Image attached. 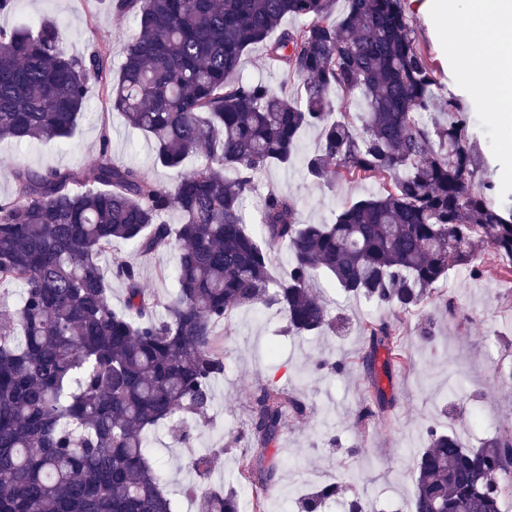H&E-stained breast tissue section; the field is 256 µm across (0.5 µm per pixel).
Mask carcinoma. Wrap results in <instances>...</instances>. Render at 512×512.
<instances>
[{
    "label": "carcinoma",
    "instance_id": "cac0c4a2",
    "mask_svg": "<svg viewBox=\"0 0 512 512\" xmlns=\"http://www.w3.org/2000/svg\"><path fill=\"white\" fill-rule=\"evenodd\" d=\"M134 20L123 62L108 52L69 51L55 19L0 28V140L61 141L74 132L95 81L126 124L151 141L157 165L177 172L170 186L118 164L103 135L92 177L79 168L18 164L15 196L0 200V287L20 288L0 318V512H175L149 434L181 418L177 439L191 445L190 421L205 416L224 376L216 333L233 310L276 306L284 332L336 333L334 315L313 291L326 275L345 294L379 309L422 310L448 271L492 251L496 273L512 276V198L496 197L470 117L442 92L401 0H104ZM305 23L286 28V18ZM262 46L287 80L275 87L241 74ZM298 80L297 91L288 80ZM359 93L364 111L352 112ZM318 132L299 154L300 133ZM197 158L190 169L189 157ZM301 161L313 183L378 180L380 195L346 203L320 224L298 219V201L260 194V232L243 218L255 176ZM178 211L174 228L168 220ZM143 255L177 250L175 292L144 288L140 270L113 249ZM287 252L276 280L273 258ZM124 285L123 310L112 281ZM356 362L367 395L364 422L394 403L380 376L410 374L401 326L383 318L362 327ZM436 343L429 318L415 327ZM307 406L276 382L257 384L230 445L235 482H279L274 447L288 418ZM415 457L412 512H502L512 495V435L470 448L453 432L424 431ZM198 512H241L235 488L191 482ZM358 497L325 483L298 500V512Z\"/></svg>",
    "mask_w": 512,
    "mask_h": 512
}]
</instances>
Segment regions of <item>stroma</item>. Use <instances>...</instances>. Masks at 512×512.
<instances>
[{"mask_svg": "<svg viewBox=\"0 0 512 512\" xmlns=\"http://www.w3.org/2000/svg\"><path fill=\"white\" fill-rule=\"evenodd\" d=\"M44 16L56 18L72 32L71 53L79 55L89 44L103 43L115 66L121 64L123 47L135 33L130 19L112 16L99 0H16L11 12L0 15V27L12 28ZM406 17L445 89L469 112L489 176L501 195H512V100L472 99L452 66L457 52L452 35L414 11H407ZM105 134L114 161L136 165L159 183L174 182L175 172L154 164L144 136L125 128L93 82L88 108L67 141L27 145L0 140V199L13 196L11 170L19 163L35 169L92 170ZM258 182L260 189L273 188L297 198L299 219L310 224L327 221L346 202L384 188L382 182L371 180L322 187L308 182L298 166L266 169ZM118 249L139 266L147 288L160 296L173 292V280L161 279L159 271L174 266L175 253L143 256L124 243ZM316 288L331 308L346 313L348 323L341 334L290 336L284 333L276 309L234 310L222 336L224 376L214 385L213 406L195 433L193 447H181L166 427L151 436L149 446L164 464L176 512H197L195 501L183 493L191 457L215 451L212 484L233 481L237 453L228 442L244 420L250 390L259 380L294 388L310 414L291 421L278 442L276 489H242L243 512H252L258 498L266 512H297L298 494L328 482L360 494L368 512H409L414 494L412 462L424 446L422 432L427 426L451 430L473 448L487 438L512 433V280L475 278L455 269L440 281L424 309L436 323V346L422 347L415 336H407L416 372L394 375L386 387L395 397L393 406L383 419L363 423L357 419V409L365 380L353 362L364 345L362 323L382 317L404 321L411 330L418 319L378 310L365 299L345 295L325 277L318 279ZM445 300L455 304L456 318L437 315ZM320 358L344 362L346 368L339 374L315 372L313 364Z\"/></svg>", "mask_w": 512, "mask_h": 512, "instance_id": "1", "label": "stroma"}]
</instances>
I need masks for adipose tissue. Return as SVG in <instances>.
Wrapping results in <instances>:
<instances>
[{
	"instance_id": "ef3b65f1",
	"label": "adipose tissue",
	"mask_w": 512,
	"mask_h": 512,
	"mask_svg": "<svg viewBox=\"0 0 512 512\" xmlns=\"http://www.w3.org/2000/svg\"><path fill=\"white\" fill-rule=\"evenodd\" d=\"M416 13L433 14L438 28L448 30L459 48L455 68L464 73L472 94L496 97L497 71L512 63V0H410ZM483 56L482 68L471 67Z\"/></svg>"
}]
</instances>
